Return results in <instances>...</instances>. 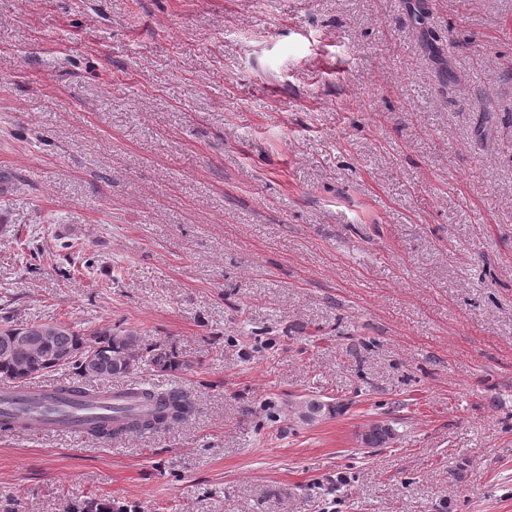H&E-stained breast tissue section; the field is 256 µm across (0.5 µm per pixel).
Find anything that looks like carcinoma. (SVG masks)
Returning a JSON list of instances; mask_svg holds the SVG:
<instances>
[{
    "label": "carcinoma",
    "mask_w": 512,
    "mask_h": 512,
    "mask_svg": "<svg viewBox=\"0 0 512 512\" xmlns=\"http://www.w3.org/2000/svg\"><path fill=\"white\" fill-rule=\"evenodd\" d=\"M54 330L53 338L47 343H41L39 336L43 335L46 327ZM17 332H22L33 338L39 349L33 355L4 353L6 341ZM139 338L132 331L114 332L110 329L94 333L91 337L57 322L49 324H14L0 327V379L18 382H33L42 374L55 371L62 367L75 372L80 378L87 375L83 372L82 364L73 360L62 365L56 363L60 355L74 352L83 344H93L98 347L99 361L96 366V376L99 380H108L114 376L126 373V364L130 361L136 366L147 365L159 371H179L191 366V361L181 358L178 352L165 344L149 345L138 348ZM155 401L148 413H136L127 408L119 409L121 421L108 427L95 425L90 428L91 437L99 440H112L120 437L121 433L133 430L139 434H147L164 426H173L191 417L196 407L181 391L157 396L146 393L144 401ZM336 412V406L322 399L311 396L298 407L299 417L307 422H314L323 416ZM396 438L395 430L387 424H375L362 435V443L369 448H381ZM66 512H125V509L110 499H94L74 503L66 508Z\"/></svg>",
    "instance_id": "carcinoma-1"
}]
</instances>
